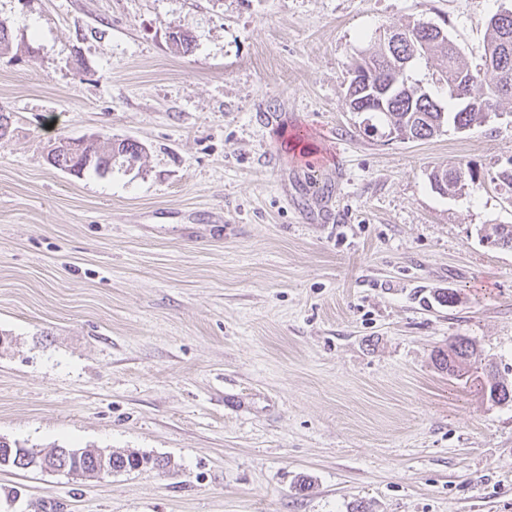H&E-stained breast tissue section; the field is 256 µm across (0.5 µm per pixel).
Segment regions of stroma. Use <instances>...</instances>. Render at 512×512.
I'll return each mask as SVG.
<instances>
[{
	"label": "stroma",
	"mask_w": 512,
	"mask_h": 512,
	"mask_svg": "<svg viewBox=\"0 0 512 512\" xmlns=\"http://www.w3.org/2000/svg\"><path fill=\"white\" fill-rule=\"evenodd\" d=\"M503 2L0 0V439L167 463L2 467L0 512H512V402L432 359L512 385V102L412 141L344 99L414 17L478 65ZM92 136L140 157L49 164ZM455 159L483 188L433 190ZM476 354V350L468 339L457 337L448 343V351H438L436 364L441 370L447 371L448 375L460 373L464 365ZM450 359V360H449ZM107 455L103 451H97L93 456L96 458L95 467L91 471H86L82 474L81 471L78 473L82 474L83 477H100L102 475L112 474V470L115 472L131 471L136 470L141 463V460L137 454L129 453H118L112 452ZM112 457V462L110 458Z\"/></svg>",
	"instance_id": "stroma-1"
}]
</instances>
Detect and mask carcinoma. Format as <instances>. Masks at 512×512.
Segmentation results:
<instances>
[{"instance_id": "1", "label": "carcinoma", "mask_w": 512, "mask_h": 512, "mask_svg": "<svg viewBox=\"0 0 512 512\" xmlns=\"http://www.w3.org/2000/svg\"><path fill=\"white\" fill-rule=\"evenodd\" d=\"M434 22L412 19L401 26L389 28L382 34L378 48L370 54L359 55L349 65V82L345 98L350 110L367 112L387 130L395 131L402 139L425 140L440 134V129L459 132L487 122L497 114L501 101L512 99V9L499 10L485 21L486 33L481 64L471 68L465 50L449 35L439 36ZM437 59L432 87L417 83L412 68L419 59ZM95 159L123 156L139 157V146L131 140L111 142L106 149L90 145ZM431 181H442L447 195L463 194L481 185L480 176L468 161H454L434 169ZM496 246L503 242L512 249V225L497 224L493 234L484 236ZM476 354L468 339L457 337L448 343V351L436 355L441 370L454 375L463 370ZM484 387L495 402L512 401V389L496 380L493 371L486 373ZM57 456L75 470L91 466L88 455L78 457L63 452L57 446L47 452L18 444L0 443V467L27 468L23 455ZM138 455L112 453V470L131 471L140 466Z\"/></svg>"}]
</instances>
